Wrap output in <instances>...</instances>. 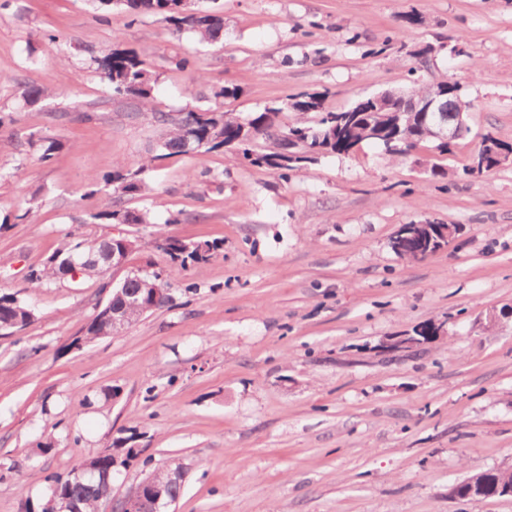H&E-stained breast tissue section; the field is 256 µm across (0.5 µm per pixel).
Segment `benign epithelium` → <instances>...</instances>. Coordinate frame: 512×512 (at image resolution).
I'll return each instance as SVG.
<instances>
[{
	"label": "benign epithelium",
	"mask_w": 512,
	"mask_h": 512,
	"mask_svg": "<svg viewBox=\"0 0 512 512\" xmlns=\"http://www.w3.org/2000/svg\"><path fill=\"white\" fill-rule=\"evenodd\" d=\"M385 100H400L407 106V111L418 112L420 117L427 120L433 128V135L441 142L452 144L460 139L466 129L463 114L472 109V104L463 100L462 97H456L453 108H448L444 100V94L440 93L437 97L427 101L424 104L416 102L409 96V93L388 91L383 95H377L373 101L377 106H382ZM420 228L424 230L423 237L431 238L433 236L442 238L445 241L450 240L456 233V226L442 224H422ZM132 246L126 235H118L105 241L101 245H94L90 249L79 247L69 255L63 266V271L69 274H79L89 270L99 268L119 269L124 267L131 253ZM148 275L144 269H136L130 273L115 286L116 296L123 300V306L110 308L107 310V317L110 322V333L116 334L129 327L135 320L145 315L148 311L154 309V306L147 303L137 294L126 292V285L135 280ZM442 326L435 325L431 330V335L408 339L406 336H398L386 342L388 347H412L416 344L428 343L434 340V336L441 335ZM175 481V474L166 473L165 470L155 469L143 478L139 483V492L118 498L112 497L111 475L106 474L101 478V483L105 490L99 495V499L111 500V510L113 512H163V509L169 506L167 497L164 496V479ZM467 485L471 491L483 492L487 489L488 482L482 475L470 476L461 483L453 485L448 495L452 498H460V485Z\"/></svg>",
	"instance_id": "7a95c632"
}]
</instances>
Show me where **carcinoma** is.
<instances>
[{
    "mask_svg": "<svg viewBox=\"0 0 512 512\" xmlns=\"http://www.w3.org/2000/svg\"><path fill=\"white\" fill-rule=\"evenodd\" d=\"M106 6L124 7L131 14L154 13L178 30H189L196 33L202 40H212L224 27L222 16L206 9L196 8L186 13L179 0H97ZM97 70L104 81L116 95L131 100L147 101L152 96V78L143 67V62L130 49L114 48L111 52L93 59ZM448 81L440 80L426 83L416 80L410 90L422 95H430L443 90ZM328 92L314 91L285 95L283 98L264 106L262 111L253 112L245 117L232 116L216 108L200 109L188 112H157L151 111L153 122L162 128V137L158 145L159 153L152 160H161L188 154L185 137L196 136V152L210 153L219 149L237 151L258 167H270L288 170L291 163L311 162L315 155L335 153L349 155L355 152L354 146L374 143L382 146L389 154H405L424 141L432 140L428 128L420 122L406 123V117L395 112H383L377 120L387 134L378 138L363 137L359 115L373 107L370 97L355 100L349 106L330 109L325 105ZM285 112L312 113L315 115L313 124H296L281 129L279 117ZM248 123L254 128L252 135L240 138L242 124ZM282 136H294L297 139L295 151L300 153L296 159L288 158L279 163L281 155L269 151L254 150L257 140L265 139L277 142ZM512 151V143L501 141L495 137L491 143L481 140L478 151L469 159L465 171L469 174H482L495 169L491 158L493 148ZM149 163H137L123 166L110 175L102 178L91 175L92 185L100 183L113 187V190L124 195H136L144 190L143 174L148 170ZM98 219L110 220L114 224H143L144 216L131 213L121 208L112 209L96 215ZM156 249L176 259L185 254L191 258L204 257L211 250L208 244L189 246L171 236L160 235L155 240ZM32 318L31 311L11 297H0V324L10 328H22ZM116 460L110 452L101 453L88 460L84 467L88 473L105 471L112 468ZM168 472L179 475V482L168 488V497L176 500L183 490L188 469L181 463L165 466ZM49 481L57 485L61 493L80 502L81 512H95V500L91 493L95 489L94 481L87 478L81 483H74L68 478L51 476Z\"/></svg>",
    "mask_w": 512,
    "mask_h": 512,
    "instance_id": "cac0c4a2",
    "label": "carcinoma"
}]
</instances>
